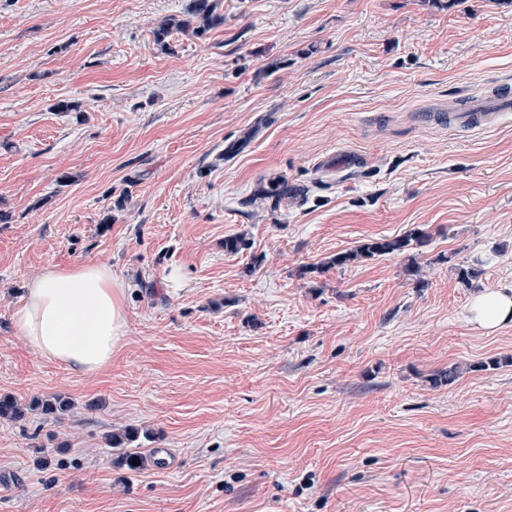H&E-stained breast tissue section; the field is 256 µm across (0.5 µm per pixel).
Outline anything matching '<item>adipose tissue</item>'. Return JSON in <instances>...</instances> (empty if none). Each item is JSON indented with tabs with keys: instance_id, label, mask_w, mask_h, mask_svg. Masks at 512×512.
Wrapping results in <instances>:
<instances>
[{
	"instance_id": "1",
	"label": "adipose tissue",
	"mask_w": 512,
	"mask_h": 512,
	"mask_svg": "<svg viewBox=\"0 0 512 512\" xmlns=\"http://www.w3.org/2000/svg\"><path fill=\"white\" fill-rule=\"evenodd\" d=\"M124 292L125 283L111 266L52 267L28 281L12 315L13 327L41 356L93 373L111 362L124 338ZM467 319L485 332L512 323V289L475 294Z\"/></svg>"
}]
</instances>
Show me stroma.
Masks as SVG:
<instances>
[{"label": "stroma", "instance_id": "stroma-1", "mask_svg": "<svg viewBox=\"0 0 512 512\" xmlns=\"http://www.w3.org/2000/svg\"><path fill=\"white\" fill-rule=\"evenodd\" d=\"M193 2L0 0V512H512V325L467 320L512 286V115L448 126L512 80V0H212L158 43ZM83 262L127 285L96 374L11 323ZM427 237L426 233L419 228H412L407 234L392 239L372 238L367 239L357 249L349 252L336 254L327 262L328 266L343 267L362 258H372L403 252L409 249L414 242L422 244Z\"/></svg>", "mask_w": 512, "mask_h": 512}]
</instances>
